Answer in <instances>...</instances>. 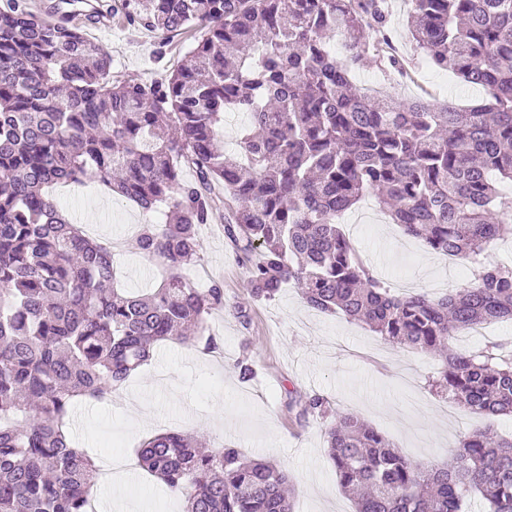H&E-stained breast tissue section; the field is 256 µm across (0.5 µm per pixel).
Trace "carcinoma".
I'll return each instance as SVG.
<instances>
[{"label":"carcinoma","instance_id":"cac0c4a2","mask_svg":"<svg viewBox=\"0 0 512 512\" xmlns=\"http://www.w3.org/2000/svg\"><path fill=\"white\" fill-rule=\"evenodd\" d=\"M129 22L163 40L197 24L205 37L150 83L112 72L99 45L26 0L0 5V512H87L93 457L67 431L75 404L112 396L167 340L219 349L208 318L224 285L184 276L216 218L252 298L295 284L308 307L365 324L385 341L433 353L432 387L477 417L512 415V352H461L462 328L512 320V267L480 259L512 235V0H408L415 50L485 89L450 109L420 96L378 103L352 70H383L386 0H123ZM344 34L345 55L328 47ZM248 113L238 150L217 141L224 113ZM196 179L184 182L183 168ZM94 179L145 213L137 250L159 260V287H118L112 249L67 218L49 189ZM405 235L474 263L462 289L396 293L358 256L338 219L367 194ZM299 421L334 418L330 458L355 512H512V437H460L444 465H423L358 415L318 393ZM139 467L184 498V512H296L292 479L236 448L182 433L138 449Z\"/></svg>","mask_w":512,"mask_h":512}]
</instances>
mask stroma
Here are the masks:
<instances>
[{
	"instance_id": "1",
	"label": "stroma",
	"mask_w": 512,
	"mask_h": 512,
	"mask_svg": "<svg viewBox=\"0 0 512 512\" xmlns=\"http://www.w3.org/2000/svg\"><path fill=\"white\" fill-rule=\"evenodd\" d=\"M95 2L105 19L103 26L76 17L69 23L98 43L111 58L113 72L129 83L168 76L205 35L203 27L195 26L164 44L154 31L128 23L122 0ZM389 4L392 37L408 58L409 73L386 75L367 58L353 71L355 84L370 94L401 100L426 92L436 103L456 108L484 104L483 90L427 65L413 48L404 0ZM55 194L88 235L105 243L122 239L124 248L114 260L124 287L137 290L155 284L158 261L134 248V238L150 215L93 181L56 189ZM340 223L383 281L402 275L411 288L427 291L437 281L458 289L470 278L468 265L449 266L446 256L404 236L378 203H358ZM186 275L192 280L203 277L208 284L223 283L228 309L239 307L244 315L235 317L227 309L209 318L221 339V354L168 340L122 387V394L152 407V428L129 421L124 403L116 400L75 405L69 432L79 447L98 459L115 451L134 456L144 440L160 432L194 433L209 447L236 448L287 472L295 486L298 512H354L328 455V421L302 424L297 419L306 394H322L334 407L358 414L402 453L424 464L447 461L460 435L475 429L512 435V416L473 419L432 391L429 382L441 368L437 356L387 343L343 315L318 313L292 286L283 288L275 300L253 299L222 226L202 229L199 257ZM243 357L255 369L247 382L235 367ZM98 494L123 500L132 512H180L183 505L160 480L139 469L120 487L102 486Z\"/></svg>"
}]
</instances>
